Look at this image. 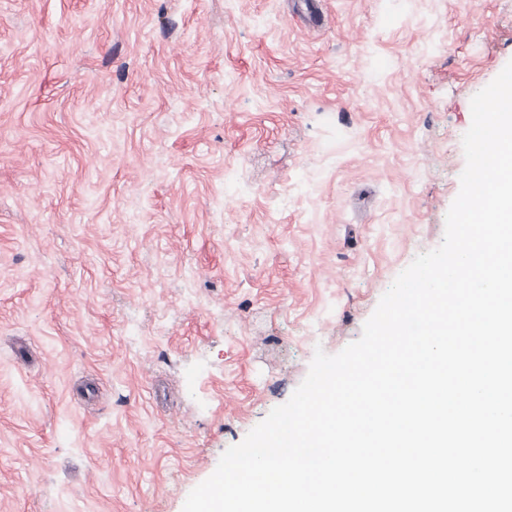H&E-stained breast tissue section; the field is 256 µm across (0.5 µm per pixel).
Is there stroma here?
<instances>
[{"instance_id":"obj_1","label":"stroma","mask_w":512,"mask_h":512,"mask_svg":"<svg viewBox=\"0 0 512 512\" xmlns=\"http://www.w3.org/2000/svg\"><path fill=\"white\" fill-rule=\"evenodd\" d=\"M0 0V512H182L438 247L512 0Z\"/></svg>"}]
</instances>
